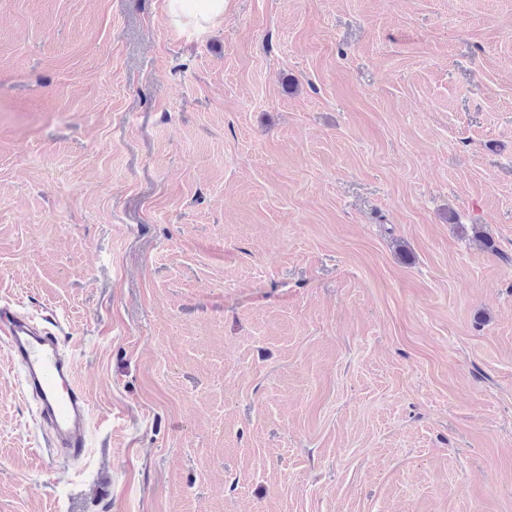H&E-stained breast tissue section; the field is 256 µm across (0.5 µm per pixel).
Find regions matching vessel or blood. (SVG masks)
I'll return each instance as SVG.
<instances>
[{"label":"vessel or blood","mask_w":512,"mask_h":512,"mask_svg":"<svg viewBox=\"0 0 512 512\" xmlns=\"http://www.w3.org/2000/svg\"><path fill=\"white\" fill-rule=\"evenodd\" d=\"M0 343L8 347L23 371L27 391L39 401L37 417L51 430L46 453L82 459L88 446L89 401L76 383L73 360L58 336L4 306L0 308Z\"/></svg>","instance_id":"vessel-or-blood-1"}]
</instances>
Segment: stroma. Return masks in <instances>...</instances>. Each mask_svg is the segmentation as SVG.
Listing matches in <instances>:
<instances>
[{
    "instance_id": "stroma-1",
    "label": "stroma",
    "mask_w": 512,
    "mask_h": 512,
    "mask_svg": "<svg viewBox=\"0 0 512 512\" xmlns=\"http://www.w3.org/2000/svg\"><path fill=\"white\" fill-rule=\"evenodd\" d=\"M0 512H512V0H0ZM227 0H168L170 22L179 28H190L204 34L224 18ZM0 340L22 369L27 391L39 401L40 424L51 429L46 453L82 459L88 447L89 401L76 383L73 359L62 350L58 336L2 306Z\"/></svg>"
}]
</instances>
